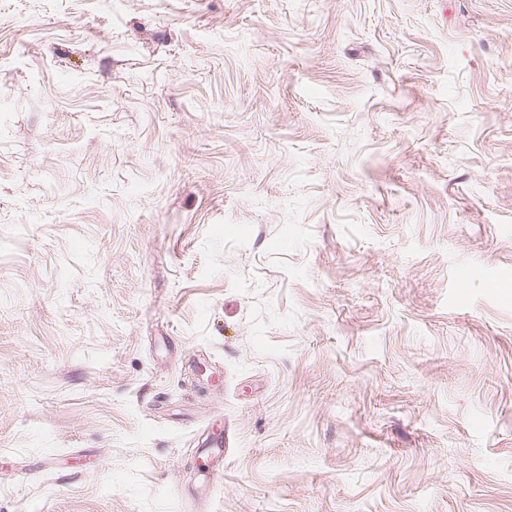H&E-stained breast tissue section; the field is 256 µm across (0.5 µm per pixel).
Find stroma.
<instances>
[{
    "mask_svg": "<svg viewBox=\"0 0 512 512\" xmlns=\"http://www.w3.org/2000/svg\"><path fill=\"white\" fill-rule=\"evenodd\" d=\"M507 269L512 0H0V512H512Z\"/></svg>",
    "mask_w": 512,
    "mask_h": 512,
    "instance_id": "stroma-1",
    "label": "stroma"
}]
</instances>
